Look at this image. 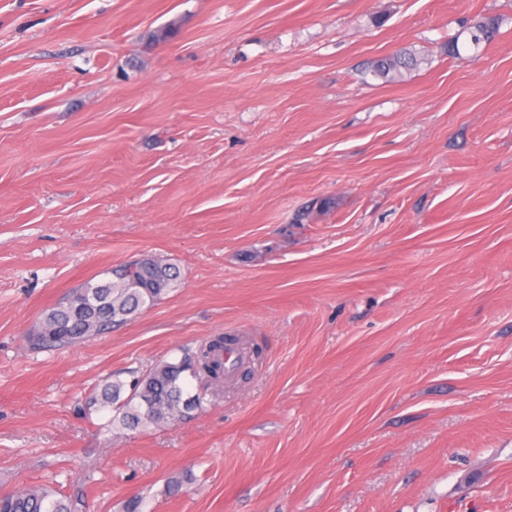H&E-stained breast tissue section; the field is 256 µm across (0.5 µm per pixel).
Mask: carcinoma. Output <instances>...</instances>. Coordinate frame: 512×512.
I'll return each mask as SVG.
<instances>
[{
  "label": "carcinoma",
  "instance_id": "obj_1",
  "mask_svg": "<svg viewBox=\"0 0 512 512\" xmlns=\"http://www.w3.org/2000/svg\"><path fill=\"white\" fill-rule=\"evenodd\" d=\"M497 30L493 19L475 23L470 32L477 47ZM420 60L412 53L397 54L381 61L377 73L396 77L417 67ZM110 277L87 281L68 296L46 309L35 334L28 337L29 348L70 347L109 333L144 310L162 301L177 283V268L159 259L143 256L113 268ZM209 377L221 387L228 371L224 348L210 341L195 348L184 347L181 356L162 360L142 373L131 372L94 388L87 405L109 414L103 427L134 431L161 428L202 412L211 400L206 394L191 392L189 381ZM0 512H75L73 503L49 485L26 491L0 494Z\"/></svg>",
  "mask_w": 512,
  "mask_h": 512
}]
</instances>
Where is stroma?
Returning a JSON list of instances; mask_svg holds the SVG:
<instances>
[{
  "label": "stroma",
  "instance_id": "35a3bbf8",
  "mask_svg": "<svg viewBox=\"0 0 512 512\" xmlns=\"http://www.w3.org/2000/svg\"><path fill=\"white\" fill-rule=\"evenodd\" d=\"M147 254L165 300L29 350ZM219 335L262 357L205 411L87 409ZM48 482L76 512H512V0H0V494ZM420 60L415 54L405 53L397 54L385 60H382L376 67L377 73L382 77L395 78L402 74V70H410L417 67Z\"/></svg>",
  "mask_w": 512,
  "mask_h": 512
}]
</instances>
